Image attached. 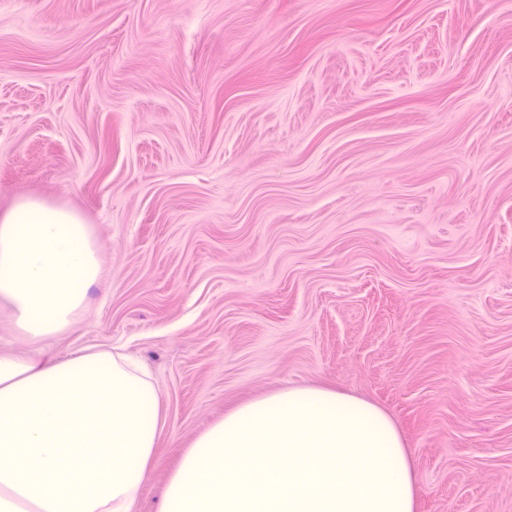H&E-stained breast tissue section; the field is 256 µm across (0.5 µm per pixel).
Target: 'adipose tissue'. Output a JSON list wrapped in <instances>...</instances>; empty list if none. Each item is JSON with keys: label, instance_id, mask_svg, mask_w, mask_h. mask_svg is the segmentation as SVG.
Here are the masks:
<instances>
[{"label": "adipose tissue", "instance_id": "adipose-tissue-1", "mask_svg": "<svg viewBox=\"0 0 512 512\" xmlns=\"http://www.w3.org/2000/svg\"><path fill=\"white\" fill-rule=\"evenodd\" d=\"M100 273L77 211L22 196L0 212V300L25 335L67 328ZM162 429L151 376L121 354L0 352V512H130Z\"/></svg>", "mask_w": 512, "mask_h": 512}]
</instances>
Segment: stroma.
Here are the masks:
<instances>
[{"label":"stroma","mask_w":512,"mask_h":512,"mask_svg":"<svg viewBox=\"0 0 512 512\" xmlns=\"http://www.w3.org/2000/svg\"><path fill=\"white\" fill-rule=\"evenodd\" d=\"M78 211L102 275L33 341L141 363L195 439L289 387L384 409L416 512H512V0H0V211Z\"/></svg>","instance_id":"stroma-1"}]
</instances>
